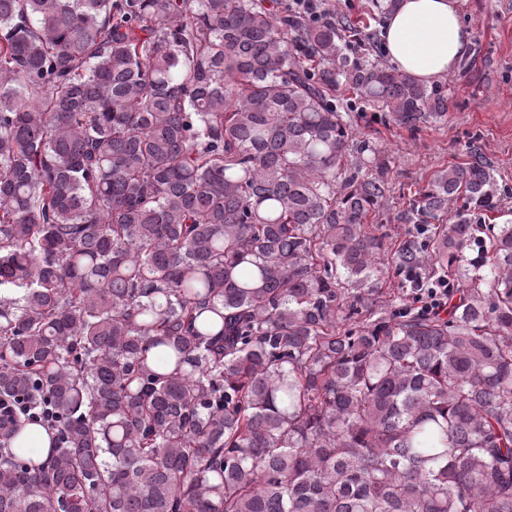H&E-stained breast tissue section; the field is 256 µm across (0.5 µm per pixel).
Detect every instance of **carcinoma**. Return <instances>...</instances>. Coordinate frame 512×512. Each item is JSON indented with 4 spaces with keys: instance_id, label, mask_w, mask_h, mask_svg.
Segmentation results:
<instances>
[{
    "instance_id": "obj_1",
    "label": "carcinoma",
    "mask_w": 512,
    "mask_h": 512,
    "mask_svg": "<svg viewBox=\"0 0 512 512\" xmlns=\"http://www.w3.org/2000/svg\"><path fill=\"white\" fill-rule=\"evenodd\" d=\"M265 0H0V512H512V224L476 150L391 240L448 96ZM464 200L452 224L448 209ZM446 280L448 312L373 280Z\"/></svg>"
}]
</instances>
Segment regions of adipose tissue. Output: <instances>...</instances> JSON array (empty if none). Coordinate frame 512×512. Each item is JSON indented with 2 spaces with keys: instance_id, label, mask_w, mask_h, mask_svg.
I'll return each mask as SVG.
<instances>
[{
  "instance_id": "1",
  "label": "adipose tissue",
  "mask_w": 512,
  "mask_h": 512,
  "mask_svg": "<svg viewBox=\"0 0 512 512\" xmlns=\"http://www.w3.org/2000/svg\"><path fill=\"white\" fill-rule=\"evenodd\" d=\"M380 37L396 72L430 83L466 55L472 32L458 0H396Z\"/></svg>"
}]
</instances>
